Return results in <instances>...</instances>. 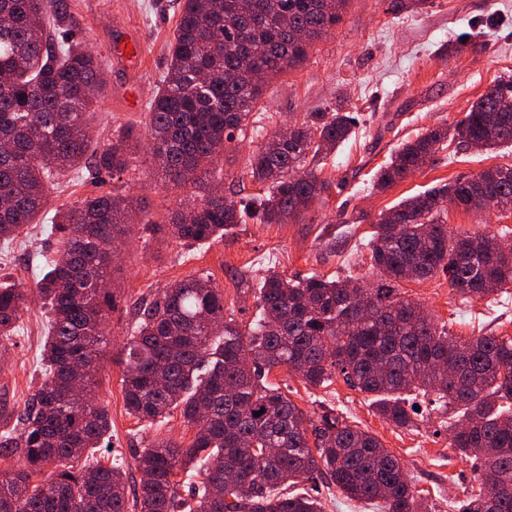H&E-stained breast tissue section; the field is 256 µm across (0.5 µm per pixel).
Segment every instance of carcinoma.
Here are the masks:
<instances>
[{"label":"carcinoma","instance_id":"1","mask_svg":"<svg viewBox=\"0 0 512 512\" xmlns=\"http://www.w3.org/2000/svg\"><path fill=\"white\" fill-rule=\"evenodd\" d=\"M348 0H181L167 72L146 123L151 172L192 202L168 222L172 239H215L245 218L281 224L309 211L330 189L307 164L329 156L352 132L348 112H312L272 135L251 161L262 196L238 201L203 179L224 146L243 135L266 81L302 63L313 42L336 28ZM67 0H0V241H12L43 214L61 234V259L48 264L36 296L50 312L44 380L18 416L20 429L0 438V457L17 466L0 473V512H178L177 471L206 453L208 466L188 512H320L305 495L280 488L317 475L377 512H429L397 456L371 433L330 410L310 418L266 382L284 367L318 386L339 373L375 396L380 416L414 424L415 397L453 409L450 447L472 460L481 480L459 512H512V492L484 483L491 472L512 489V337L459 340L439 328L396 283L448 276L464 299L512 284L506 235H448L445 205L512 211V166H493L401 200L380 217L370 241L381 279L307 276L261 278V318L242 328L224 316V294L204 278L170 285L140 302L134 330L117 359L128 413L151 422L180 411L195 428L190 444H155L135 457L140 481L129 500L120 465L72 462L100 448L111 421L92 397L93 370L107 337L113 296L106 253L142 213L119 193L48 209L50 190L84 167L121 173L131 132L90 150V117L106 72L73 37ZM429 128L403 144L378 170L383 190L424 166L449 137ZM452 139L485 149L512 144V76L499 77L471 105ZM29 299L0 282V351ZM260 416H255V413ZM248 481L240 497L219 488L225 473Z\"/></svg>","mask_w":512,"mask_h":512}]
</instances>
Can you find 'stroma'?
<instances>
[{
	"label": "stroma",
	"instance_id": "35a3bbf8",
	"mask_svg": "<svg viewBox=\"0 0 512 512\" xmlns=\"http://www.w3.org/2000/svg\"><path fill=\"white\" fill-rule=\"evenodd\" d=\"M76 33L107 65L108 83L92 120L98 146L109 143L115 128L132 132L129 167L121 178L78 174L49 196L50 207L120 192L144 201L156 230L132 229L115 244L109 286L114 307L109 336L95 371L94 396L112 420L106 448L89 453V462L109 458L123 462L128 489L140 474L136 450L162 441L189 445L194 430L180 414L140 422L128 414L116 356L136 323L140 301L158 296L171 283L208 278L224 294L225 313L250 323L258 314L256 293L269 273L288 279L311 274L353 278L372 285L378 279L369 241L381 213L402 199L496 165H512V148L481 151L457 142L437 144L418 172L386 190L373 186L379 168L403 143L426 129L454 126L490 83L512 75V0H426L422 9L398 15L385 0H349L341 22L310 48L295 69L276 76L253 109L245 137L226 144L216 163L226 196L261 194L251 160L269 137L286 124H300L309 113L343 107L355 118L351 137L316 166L330 182L328 193L304 216L283 224L247 220L223 237L188 246L160 231L168 215L181 208L185 191L150 174L145 139L149 102L166 72L169 44L177 20V0H68ZM139 42L142 61L127 71L111 64L115 37ZM443 219L451 235L512 233V212H472L448 207ZM63 246L44 224H32L12 245L0 244V278L33 288L43 266L58 259ZM409 297L433 314L453 336L512 337V285L481 299L453 294L438 275L400 283ZM49 313L40 301L28 304L8 353L0 357V435L11 431L25 401L43 375L40 355ZM295 404L311 416L331 409L350 424L378 436L402 462L432 512H457L478 487L472 464L449 446L444 414L421 399L422 416L413 429L396 427L375 413L371 395L351 388L342 376L311 386L286 368L268 375ZM294 493L317 498L323 512H374L372 505L350 500L331 481L316 477L294 486Z\"/></svg>",
	"mask_w": 512,
	"mask_h": 512
}]
</instances>
